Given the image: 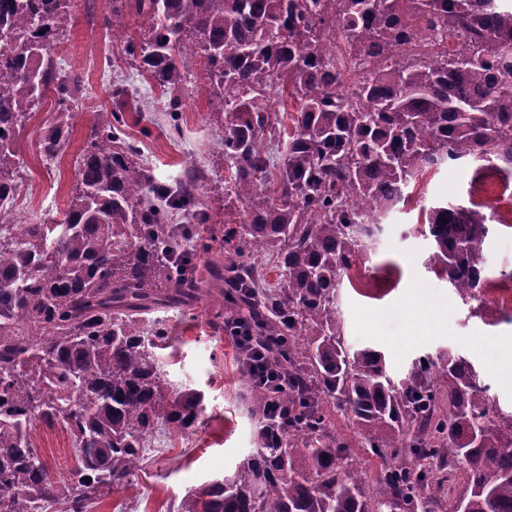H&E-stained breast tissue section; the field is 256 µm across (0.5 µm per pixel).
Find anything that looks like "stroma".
<instances>
[{"label":"stroma","instance_id":"1","mask_svg":"<svg viewBox=\"0 0 512 512\" xmlns=\"http://www.w3.org/2000/svg\"><path fill=\"white\" fill-rule=\"evenodd\" d=\"M72 27L60 38L54 58L59 68L80 76L84 89L73 105L98 110L113 107L112 92L125 85L129 112L126 134L148 161L155 179L172 185L183 174L185 158L196 159L204 174V238L221 235L225 226L241 224L244 206L226 198L229 172L224 148L210 132L208 91L200 65L182 95L177 116H169L157 88L149 86L131 64L122 47L109 45L103 18L108 0H71ZM55 93H48L26 126L16 147L20 160V195L11 213L21 224H60L77 184L76 159L89 136V124L75 121L66 149L55 160L39 150L43 127L57 115ZM180 132L169 137L170 124ZM470 166L444 165L418 176L410 184L420 205L393 210L382 230L359 258L372 285L361 288L343 283L338 310L347 344L380 350L391 375L400 376L411 362L425 355L452 351L466 356L492 385V395L503 412H512V382L502 377L512 364V312L491 320L462 303L447 280L428 266L431 238L421 205L474 200ZM491 271L512 272V223L492 225L482 245ZM209 302L168 310L170 345L161 353L168 379L183 388L202 391L205 409L185 437L155 433L144 460L128 487L93 501L88 512H113V503L126 512H143L145 505H176L186 491L209 485L229 475L256 447L255 422L244 405L246 382L236 348L223 333L214 331ZM30 439L35 453L51 476L67 477L75 462V445L63 424L34 422Z\"/></svg>","mask_w":512,"mask_h":512}]
</instances>
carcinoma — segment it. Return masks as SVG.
I'll list each match as a JSON object with an SVG mask.
<instances>
[{
  "mask_svg": "<svg viewBox=\"0 0 512 512\" xmlns=\"http://www.w3.org/2000/svg\"><path fill=\"white\" fill-rule=\"evenodd\" d=\"M70 0H0V194L14 191L15 143L48 90L52 159L78 117L81 81L52 47ZM147 26L136 37L131 20ZM103 25L159 87L167 111L201 57L210 130L230 172L224 195L246 208L214 248L174 210L199 204L203 175L185 161L174 186L154 181L125 133L122 102L98 113L78 160L64 224L0 235V512L43 503L83 512L125 485L153 431L182 435L203 395L175 389L157 351L169 339L151 314L206 300L249 318L263 339L251 375L259 448L232 474L186 492L173 512H512V413L466 358L416 359L399 379L384 355L345 343L336 292L415 176L445 163L512 177V4L506 0H110ZM453 34L454 50L437 40ZM364 71L343 88L345 60ZM298 104L291 130L271 121L268 89ZM284 142L280 165L263 140ZM428 265L461 300L480 287L485 206L426 208ZM210 253L200 277L195 251ZM282 271L264 284L258 257ZM345 412L370 475L347 464L333 412ZM63 421L77 442L67 479H53L29 442L33 422Z\"/></svg>",
  "mask_w": 512,
  "mask_h": 512,
  "instance_id": "obj_1",
  "label": "carcinoma"
}]
</instances>
